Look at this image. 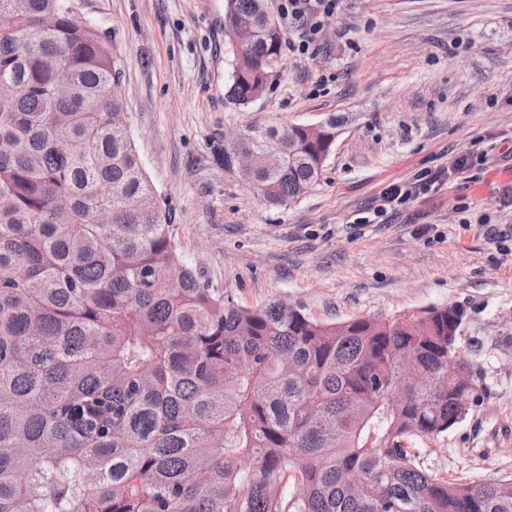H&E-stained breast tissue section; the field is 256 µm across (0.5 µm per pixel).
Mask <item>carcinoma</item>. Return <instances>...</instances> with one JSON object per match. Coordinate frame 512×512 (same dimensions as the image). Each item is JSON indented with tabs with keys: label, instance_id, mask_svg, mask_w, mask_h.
<instances>
[{
	"label": "carcinoma",
	"instance_id": "obj_1",
	"mask_svg": "<svg viewBox=\"0 0 512 512\" xmlns=\"http://www.w3.org/2000/svg\"><path fill=\"white\" fill-rule=\"evenodd\" d=\"M230 100L266 88L283 34L227 0ZM111 38L71 0H0V512H512V480L441 481L411 445L480 399L454 306L320 323L251 309L182 260L123 118ZM318 134L252 124L224 148L270 206L320 179ZM423 382L403 385L398 360ZM462 362L459 374L448 359Z\"/></svg>",
	"mask_w": 512,
	"mask_h": 512
}]
</instances>
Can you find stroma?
I'll return each mask as SVG.
<instances>
[{"label": "stroma", "instance_id": "1", "mask_svg": "<svg viewBox=\"0 0 512 512\" xmlns=\"http://www.w3.org/2000/svg\"><path fill=\"white\" fill-rule=\"evenodd\" d=\"M123 61L128 127L169 209L185 263L235 304L282 301L318 322L448 305L482 397L414 450L438 478H512V0H339L324 47L293 48L245 107L225 100L234 47L225 0H74ZM349 120L319 182L267 206L224 166L255 122ZM485 155L470 178L456 159ZM449 170L440 188L375 214L393 182Z\"/></svg>", "mask_w": 512, "mask_h": 512}]
</instances>
